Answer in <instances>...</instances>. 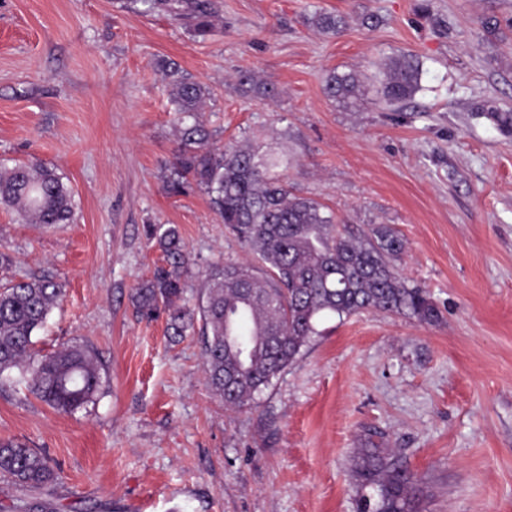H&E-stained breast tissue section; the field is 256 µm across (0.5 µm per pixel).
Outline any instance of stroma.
Listing matches in <instances>:
<instances>
[{"mask_svg": "<svg viewBox=\"0 0 512 512\" xmlns=\"http://www.w3.org/2000/svg\"><path fill=\"white\" fill-rule=\"evenodd\" d=\"M204 37L124 0H0V165L39 159L76 219L42 229L0 205V286L48 275L65 295L34 348L84 345L101 387L72 414L18 372L0 386V442L40 449L59 512H355L361 448L421 476V512H512V0H212ZM344 16L317 31V11ZM407 52L421 89L401 111L350 112L330 71L372 77ZM212 91L216 146L286 154L295 193L354 232L395 228L396 270L442 313L434 325L368 311L327 317L254 405L209 390L195 336L136 316L132 288L162 262L144 225L178 228L187 299L216 263L248 259L194 187L166 190L177 145L166 69ZM275 88L269 99L239 82Z\"/></svg>", "mask_w": 512, "mask_h": 512, "instance_id": "35a3bbf8", "label": "stroma"}]
</instances>
